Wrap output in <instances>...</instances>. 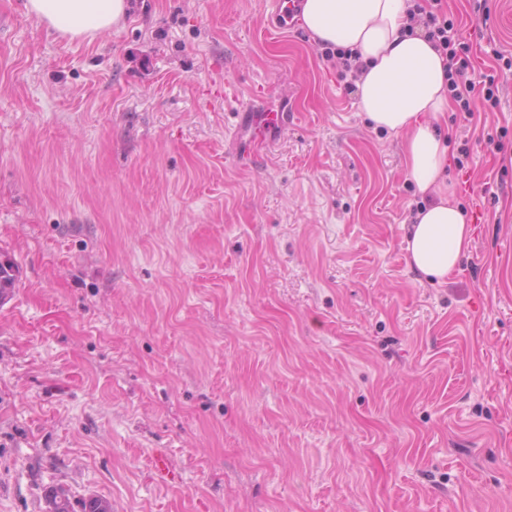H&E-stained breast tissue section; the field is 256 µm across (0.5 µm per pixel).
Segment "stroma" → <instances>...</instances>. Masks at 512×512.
Masks as SVG:
<instances>
[{
  "mask_svg": "<svg viewBox=\"0 0 512 512\" xmlns=\"http://www.w3.org/2000/svg\"><path fill=\"white\" fill-rule=\"evenodd\" d=\"M0 0V512H512V73L443 124L473 227L431 283L422 197L270 0H134L93 41ZM476 73L512 0H441ZM288 119L248 164L237 112ZM164 458L166 474L153 467ZM49 491V493L53 492L54 500H57L54 512H112L108 510L112 508V504L100 496L90 495L88 499L76 498L69 488L61 485L54 486ZM77 505L82 507L81 510H78Z\"/></svg>",
  "mask_w": 512,
  "mask_h": 512,
  "instance_id": "35a3bbf8",
  "label": "stroma"
}]
</instances>
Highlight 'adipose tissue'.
<instances>
[{
    "mask_svg": "<svg viewBox=\"0 0 512 512\" xmlns=\"http://www.w3.org/2000/svg\"><path fill=\"white\" fill-rule=\"evenodd\" d=\"M25 7L60 35L91 40L126 18L130 0H27ZM301 20L313 43L358 52V108L375 128L401 137L408 178L426 198L405 239L411 266L445 280L473 229L446 196L451 160L439 124L452 104L443 55L423 31H409L407 0H302Z\"/></svg>",
    "mask_w": 512,
    "mask_h": 512,
    "instance_id": "obj_1",
    "label": "adipose tissue"
}]
</instances>
